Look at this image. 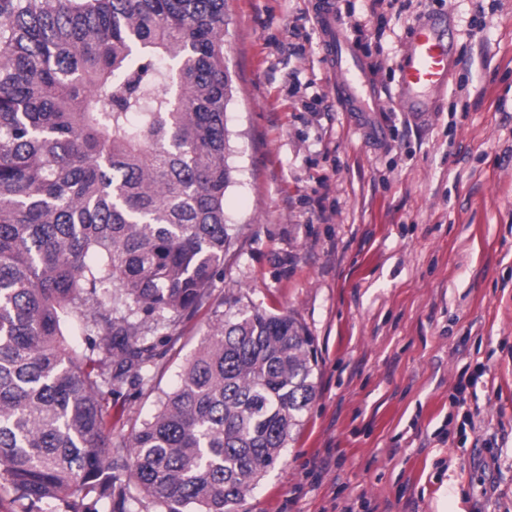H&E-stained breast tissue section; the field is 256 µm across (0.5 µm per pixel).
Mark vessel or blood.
Returning a JSON list of instances; mask_svg holds the SVG:
<instances>
[{
	"label": "vessel or blood",
	"mask_w": 512,
	"mask_h": 512,
	"mask_svg": "<svg viewBox=\"0 0 512 512\" xmlns=\"http://www.w3.org/2000/svg\"><path fill=\"white\" fill-rule=\"evenodd\" d=\"M312 10L327 65L340 78L337 97L342 111H380V96L370 67L345 37L336 17L334 0H312ZM452 41L451 31L432 15L423 17L412 30L398 65L396 97L401 111L428 112L429 94L447 88L454 64Z\"/></svg>",
	"instance_id": "1"
}]
</instances>
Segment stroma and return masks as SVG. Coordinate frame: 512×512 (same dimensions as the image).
I'll return each instance as SVG.
<instances>
[{
  "instance_id": "35a3bbf8",
  "label": "stroma",
  "mask_w": 512,
  "mask_h": 512,
  "mask_svg": "<svg viewBox=\"0 0 512 512\" xmlns=\"http://www.w3.org/2000/svg\"><path fill=\"white\" fill-rule=\"evenodd\" d=\"M427 14L450 17L455 65L418 124L397 62ZM369 28L384 109L365 118L339 106L308 0H227L236 241L109 420L148 419L239 296L295 316L318 356L302 426L239 512H512V0H395Z\"/></svg>"
}]
</instances>
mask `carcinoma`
Returning <instances> with one entry per match:
<instances>
[{"label": "carcinoma", "mask_w": 512, "mask_h": 512, "mask_svg": "<svg viewBox=\"0 0 512 512\" xmlns=\"http://www.w3.org/2000/svg\"><path fill=\"white\" fill-rule=\"evenodd\" d=\"M226 0H0V479L13 512H236L316 386L291 315L227 299L128 434L234 245ZM83 323L85 347L66 326Z\"/></svg>", "instance_id": "1"}]
</instances>
